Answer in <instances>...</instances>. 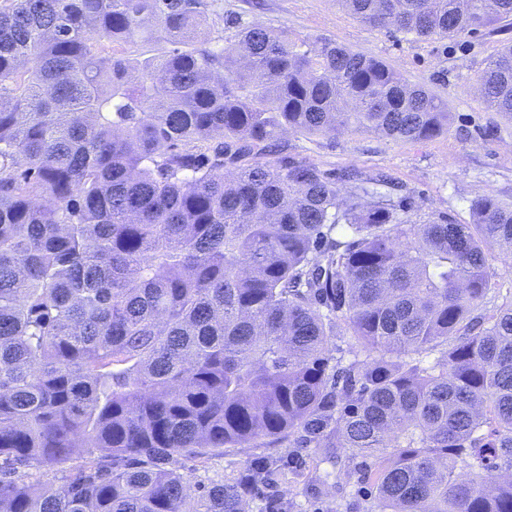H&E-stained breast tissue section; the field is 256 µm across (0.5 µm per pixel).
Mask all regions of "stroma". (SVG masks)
I'll list each match as a JSON object with an SVG mask.
<instances>
[{"label": "stroma", "mask_w": 512, "mask_h": 512, "mask_svg": "<svg viewBox=\"0 0 512 512\" xmlns=\"http://www.w3.org/2000/svg\"><path fill=\"white\" fill-rule=\"evenodd\" d=\"M211 33L232 43L238 27L259 22L285 27L299 36H322L385 61L410 84L442 98L450 112L447 133L408 143L374 133L345 132L331 137L288 135L282 156L309 159L327 172L355 168L391 175L407 215L445 214L471 223L470 201L489 192L512 204V121L493 111L476 90L488 61L512 39V24L501 23L474 38L412 40L374 28L342 9L336 0H208ZM254 454L250 448L209 452L198 463L181 460L192 484L208 485L240 477ZM293 512H355L366 493L355 483L328 477L318 491L307 480L281 481Z\"/></svg>", "instance_id": "obj_1"}]
</instances>
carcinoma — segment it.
I'll list each match as a JSON object with an SVG mask.
<instances>
[{"label":"carcinoma","mask_w":512,"mask_h":512,"mask_svg":"<svg viewBox=\"0 0 512 512\" xmlns=\"http://www.w3.org/2000/svg\"><path fill=\"white\" fill-rule=\"evenodd\" d=\"M337 2L420 39L512 17ZM198 5L0 0V512H293L268 489L310 454L210 487L173 467L285 442L339 449L366 512H512V205L418 223L382 172L266 160L287 133L432 140L448 109L330 38L225 46ZM479 88L512 121V41Z\"/></svg>","instance_id":"1"}]
</instances>
